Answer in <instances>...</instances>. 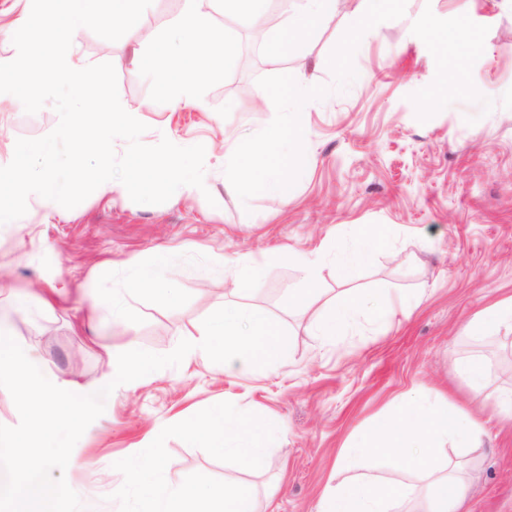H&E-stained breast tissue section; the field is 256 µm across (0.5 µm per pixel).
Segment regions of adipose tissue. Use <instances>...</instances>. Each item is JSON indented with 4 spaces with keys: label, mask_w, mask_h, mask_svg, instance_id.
I'll use <instances>...</instances> for the list:
<instances>
[{
    "label": "adipose tissue",
    "mask_w": 512,
    "mask_h": 512,
    "mask_svg": "<svg viewBox=\"0 0 512 512\" xmlns=\"http://www.w3.org/2000/svg\"><path fill=\"white\" fill-rule=\"evenodd\" d=\"M202 2L183 0V11L176 22L178 46L159 42L148 52L142 42L137 41L119 61L120 66L141 74L151 69L149 54L172 57V68L157 74L156 82L160 91L176 105L198 102L200 88L209 75V55L224 48L223 31L205 24ZM428 29L441 48L460 46L473 52L484 48L479 32L468 18H456L445 28L432 21ZM280 259L284 263L295 264L301 272L300 286L293 290L291 301L296 308L308 313V327L314 335L332 340L354 322L386 323L383 313L387 304L385 289L353 290L329 298L318 286L323 256H299L286 250ZM167 265V254L160 253L154 265L135 268L126 281L127 294L147 291L162 303L176 302L173 281L164 273ZM503 328L512 331V296L478 313L467 324L465 333L469 337L483 339ZM452 365L474 399L492 402L503 419L512 421V384L500 383L497 365L483 356L456 357Z\"/></svg>",
    "instance_id": "1"
}]
</instances>
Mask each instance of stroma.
Listing matches in <instances>:
<instances>
[{"instance_id":"obj_1","label":"stroma","mask_w":512,"mask_h":512,"mask_svg":"<svg viewBox=\"0 0 512 512\" xmlns=\"http://www.w3.org/2000/svg\"><path fill=\"white\" fill-rule=\"evenodd\" d=\"M182 0H154L142 23L150 41L176 42L173 24ZM209 25L228 34L197 104L172 108L155 81L118 70L123 103L138 108L144 144L171 135L208 141L213 184L224 180V138L263 128L275 116L259 78L292 73L297 58L261 53L270 38L208 0ZM469 16L484 51L438 52L423 36L425 18L440 24ZM135 39L111 42L91 30L76 37L94 64L124 56ZM356 79L335 88L331 69L319 75L329 94L307 104L308 163L284 203L270 191L247 202L205 198L134 203L127 192H93L66 214L33 208L0 227V330L58 382L106 385L130 345L171 352L205 317L226 305L259 307L290 328L288 363L276 370L225 373L196 358L179 367L118 386L104 413L76 443L65 472L87 512H119L111 501L123 475L112 466L144 450L168 425L221 402L264 419L282 421L269 448L270 467L253 473L222 462L177 438L165 479L178 485L202 473L256 489L257 512H312L326 485L362 473L385 475L373 460L340 462L344 445L390 415L399 395L447 397L450 407L475 403L451 360L470 352L497 361L512 379V340L482 345L465 337L474 314L512 296V0H407L402 18L377 24L354 53ZM58 123L52 105L26 113L16 99L0 100V157L17 139H35ZM360 224H387L392 248L355 265L337 283ZM172 249L169 270L179 302L168 307L151 294L123 292L131 266L150 264ZM327 255L323 288H386L418 296L409 315L389 325H354L325 344L288 304L297 267L280 264L285 250ZM251 256L248 293L234 296L224 260ZM122 296L124 317L89 327L91 296ZM52 296L53 309L42 299ZM484 448L470 453L466 512H512V424L486 411Z\"/></svg>"}]
</instances>
